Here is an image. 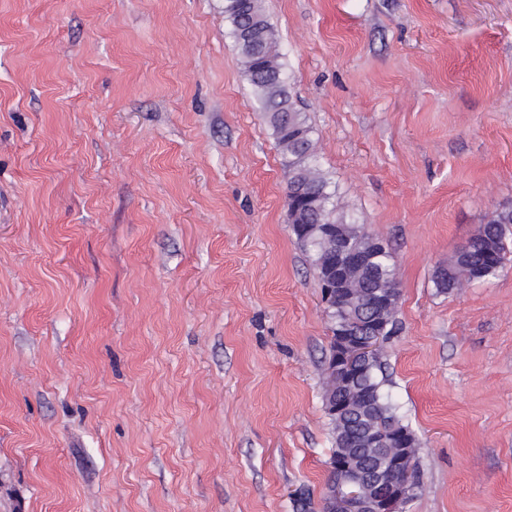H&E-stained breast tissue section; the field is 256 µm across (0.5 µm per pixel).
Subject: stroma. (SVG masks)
Wrapping results in <instances>:
<instances>
[{
  "label": "stroma",
  "mask_w": 512,
  "mask_h": 512,
  "mask_svg": "<svg viewBox=\"0 0 512 512\" xmlns=\"http://www.w3.org/2000/svg\"><path fill=\"white\" fill-rule=\"evenodd\" d=\"M319 162L387 243L409 512H512V0H263ZM224 0H0V512H323L331 323ZM509 227H512V209L492 211L483 224H478L468 243L435 268L433 279L437 290L449 293L473 281L497 276L503 267Z\"/></svg>",
  "instance_id": "obj_1"
}]
</instances>
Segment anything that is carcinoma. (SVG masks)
<instances>
[{"instance_id": "1", "label": "carcinoma", "mask_w": 512, "mask_h": 512, "mask_svg": "<svg viewBox=\"0 0 512 512\" xmlns=\"http://www.w3.org/2000/svg\"><path fill=\"white\" fill-rule=\"evenodd\" d=\"M224 15L231 25V36L257 107L272 127L283 159L287 197L295 205L289 217L297 243L321 281L332 261L333 251L322 239L311 234L310 229L316 224H340L348 247L365 252L368 225L349 220L336 193L330 189V181L317 159L312 127L292 100L276 31L263 0H224ZM511 227L512 209L492 211L485 222L476 227L468 243L435 268L433 279L437 290L449 293L473 281L497 276L503 267L506 234ZM391 260L389 251L367 255L365 265L349 276L344 299L336 309V319H347L363 329L373 316L372 297L389 293L394 300L383 314V320L387 329H396L400 294ZM384 371L383 349L380 348L369 357L359 379L352 382L339 376L327 379L326 392L341 406L329 422L334 445L332 458L347 462L351 473L364 478L385 456L402 451L373 448L369 445V436L388 434L397 426L405 427L409 429V443L402 452L417 497L424 487L418 462L420 442L398 404L385 391Z\"/></svg>"}]
</instances>
